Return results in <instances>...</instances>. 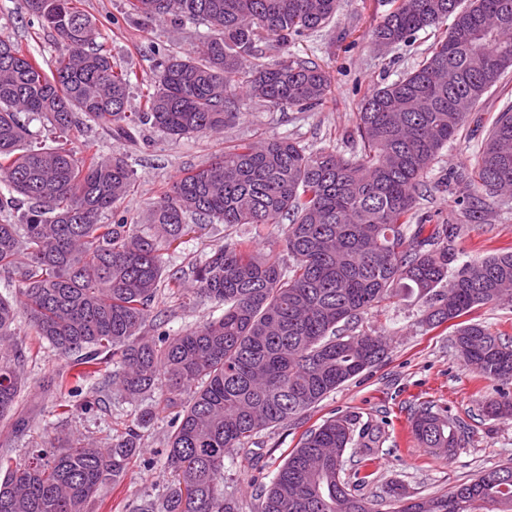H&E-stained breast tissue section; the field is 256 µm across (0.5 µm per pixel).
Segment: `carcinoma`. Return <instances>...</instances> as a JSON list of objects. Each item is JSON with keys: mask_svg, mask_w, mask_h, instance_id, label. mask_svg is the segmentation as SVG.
Returning <instances> with one entry per match:
<instances>
[{"mask_svg": "<svg viewBox=\"0 0 512 512\" xmlns=\"http://www.w3.org/2000/svg\"><path fill=\"white\" fill-rule=\"evenodd\" d=\"M80 2L25 0L63 47L49 70L0 37V213L28 204L19 223H0V273L17 282L14 297L0 296V421L28 426L18 413L27 351L13 343L23 317L39 340L74 357L75 381L101 363L111 367L84 408L114 387L131 402L161 388L164 404L179 408L164 442L166 491L135 512H240L235 492L224 489L225 462L380 363L387 337L351 328L402 288L426 297L424 324L456 323L453 345L464 364L500 385L489 413L512 415V344L459 321L512 292V251L451 274L458 227L427 228L431 215L421 207L424 175L512 70V0H399L372 29L381 48L453 22L415 70L364 97L354 131L359 157L286 137L236 145L178 177L152 203L146 231L120 217L101 223L133 190L134 173L88 142L77 153L75 134L90 123L118 135L149 125L175 140L222 132L242 90L273 107L323 105L331 79L321 66L290 53L271 65L246 57L263 35L286 46L324 27L337 0H128L137 15L201 19L212 31L194 54L162 62L142 112L127 111L130 75L114 68ZM37 119L46 135L33 142ZM473 173L477 189L464 197L465 210L485 224L489 199L512 191V105L498 113ZM193 218L229 228L286 219L280 246L288 265L240 236L168 274L161 242L180 239ZM163 289L224 312L172 336L153 313ZM411 430L430 454L449 457L466 427L427 402ZM356 441L361 460H370L377 435L348 414L306 432L269 484L251 479L260 512H379L364 493L369 474L345 468ZM140 448L141 434L127 429L103 448L55 438L28 462L11 468L0 460V512H86ZM388 494L391 512H512V466L442 495L415 497L400 484Z\"/></svg>", "mask_w": 512, "mask_h": 512, "instance_id": "cac0c4a2", "label": "carcinoma"}]
</instances>
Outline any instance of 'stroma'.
<instances>
[{
  "label": "stroma",
  "mask_w": 512,
  "mask_h": 512,
  "mask_svg": "<svg viewBox=\"0 0 512 512\" xmlns=\"http://www.w3.org/2000/svg\"><path fill=\"white\" fill-rule=\"evenodd\" d=\"M81 2L85 13L96 21L100 41L113 63L131 74L127 103L131 112L142 108L162 60L195 50L211 33L202 21L149 19L133 14L128 0ZM392 8L393 0H339L335 18L322 30L286 47L267 39L258 42L256 54L261 61L273 62L289 52L330 72L332 93L317 109L301 112L272 108L242 93L235 100L236 120L220 133L175 141L145 126L135 141L129 142L114 137L103 126L85 128L77 135V143L92 140L101 156H123L134 172L135 190L118 203V215L132 224L145 223L150 204L167 191L174 179L207 166L243 140L290 137L313 150L329 147L345 156H355L351 134L365 95L415 68L433 40L432 31L427 30L419 32L411 43L378 49L369 32ZM0 36L28 45L46 66L61 50L60 43L26 11L23 0H0ZM510 103L512 72L479 104L481 123H467L426 176L423 208L436 222L459 223L457 244L465 261L512 250V194L494 199L491 223L467 224L462 217L465 191L457 182L460 174L472 166L498 112ZM280 231L277 224L257 228L242 225L230 231L215 222L162 246L160 253L168 270L185 269L223 244L227 233L254 238L264 250ZM425 308L423 297L406 291L362 316L357 332L387 336V358L296 419L255 437L261 455L257 466L250 469L239 465L229 473L238 491L240 512H258L248 484L251 476L273 477L306 430L344 413L356 415L360 423L380 433L379 450L367 466L370 489L377 494L393 483L402 484L418 497L444 494L483 470L512 465V417L495 418L484 410L486 402L496 398L497 384L464 365L452 345L451 328L442 325L432 329L422 324ZM155 309L165 330L173 335L223 313L210 302H189L168 292L159 296ZM15 340L31 349L21 369L25 386L19 397V407L28 412L30 422L21 432L0 422V456L14 463L24 461L44 439L57 436H79L103 446L113 434L132 426L134 409L120 395L103 397L88 412L80 409V400L72 393L49 392L51 381L71 374L70 362L48 343L38 341L25 320H18ZM425 402L445 408L468 428L462 448L456 449L452 457L428 454L411 433V415ZM171 417L170 410L159 409L154 420L141 428L139 459L120 482L89 503V512H133L141 500L162 494L168 476L158 462V452L170 430Z\"/></svg>",
  "instance_id": "35a3bbf8"
}]
</instances>
